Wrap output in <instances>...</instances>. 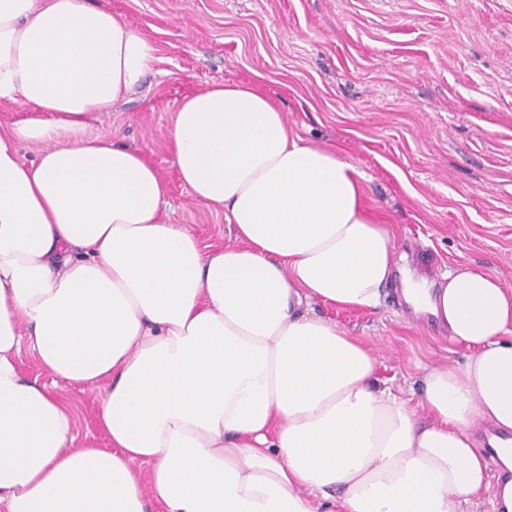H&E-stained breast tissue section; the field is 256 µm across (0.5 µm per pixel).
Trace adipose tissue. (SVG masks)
I'll list each match as a JSON object with an SVG mask.
<instances>
[{
  "instance_id": "1",
  "label": "adipose tissue",
  "mask_w": 512,
  "mask_h": 512,
  "mask_svg": "<svg viewBox=\"0 0 512 512\" xmlns=\"http://www.w3.org/2000/svg\"><path fill=\"white\" fill-rule=\"evenodd\" d=\"M154 60L106 6L0 0V99L25 110L0 133V512H465L487 478L473 425L512 432V290L467 262L405 275L414 312L470 350L425 369L420 419L315 311L376 308L394 278L352 163L252 84L186 98L177 174L237 239L207 249L165 221L142 152L87 137ZM25 352L99 389L110 449L76 443Z\"/></svg>"
}]
</instances>
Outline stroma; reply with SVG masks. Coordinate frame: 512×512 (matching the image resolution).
<instances>
[{
    "label": "stroma",
    "mask_w": 512,
    "mask_h": 512,
    "mask_svg": "<svg viewBox=\"0 0 512 512\" xmlns=\"http://www.w3.org/2000/svg\"><path fill=\"white\" fill-rule=\"evenodd\" d=\"M155 49L144 83L89 133L142 151L168 184L170 223L205 247L234 245L224 221L179 179L175 113L217 83L252 82L304 143L338 149L390 224L403 266L432 280L458 260L512 289V0H103ZM361 339L378 376L411 406L430 365L468 351L399 283L374 310L318 305ZM78 439L110 443L99 391L60 385Z\"/></svg>",
    "instance_id": "stroma-1"
}]
</instances>
